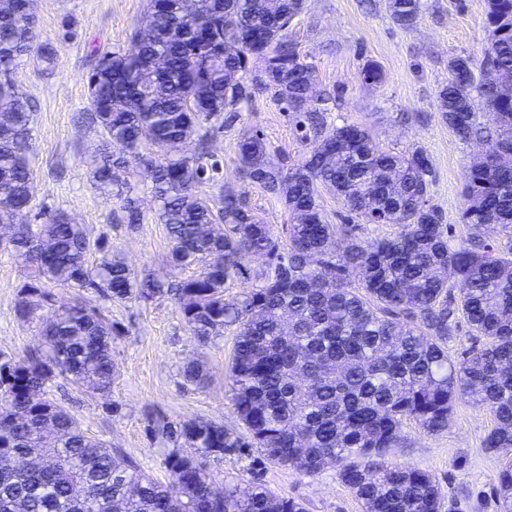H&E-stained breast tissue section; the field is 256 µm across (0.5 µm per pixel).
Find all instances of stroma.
<instances>
[{"label":"stroma","mask_w":512,"mask_h":512,"mask_svg":"<svg viewBox=\"0 0 512 512\" xmlns=\"http://www.w3.org/2000/svg\"><path fill=\"white\" fill-rule=\"evenodd\" d=\"M388 2L304 0L288 34L315 67L314 94H340L333 118L366 126L388 150L425 151L432 167L429 203L448 225L455 246L467 236L461 219L463 175L491 143L461 142L439 110L438 92L448 81L450 58L481 57L489 38L485 0H424V10L410 28L394 22ZM148 4L149 0H37L38 40L53 50L54 61L48 65L31 58L13 75L20 92L34 104L33 201L30 213L18 221L34 223L42 211L67 215L85 225L91 239H107L132 267L166 275L169 244L155 215L149 177L141 168L131 170L144 219L129 228L119 221L117 206L92 186L83 160L102 135L80 120L89 109L90 51L130 49L134 30L145 23ZM370 63L383 70V84L363 83L361 71ZM256 129L280 163L288 166L301 159L303 147L288 114L268 93L242 106L234 121L213 137L211 149L224 164L225 190L244 193L247 206L281 238L288 222L283 205L260 186L243 182L237 169L238 142ZM27 273L15 257L0 252V351L14 355L41 344V317L25 320L16 311L18 285ZM101 307L122 330L112 343L117 375L111 395L88 397L61 377L51 394L89 436L120 450L153 479L166 481L164 457L172 443L151 433L153 423L208 419L236 430L242 427L231 407L227 379L235 331L225 329L202 352L168 297L148 304L105 301ZM201 353L211 372L203 389L187 383L181 374L183 364ZM493 426L489 410L457 397L445 430L429 433L415 422H404V445L387 462L427 470L442 490L441 512H499L500 458L485 445ZM208 467L221 485L244 487L260 478L274 493L300 500L307 512H362L360 501L334 467L306 475L270 465L256 476L249 451L209 459Z\"/></svg>","instance_id":"stroma-1"}]
</instances>
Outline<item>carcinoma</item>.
Masks as SVG:
<instances>
[{
	"label": "carcinoma",
	"instance_id": "cac0c4a2",
	"mask_svg": "<svg viewBox=\"0 0 512 512\" xmlns=\"http://www.w3.org/2000/svg\"><path fill=\"white\" fill-rule=\"evenodd\" d=\"M422 6L390 0L389 10L411 27ZM150 9L128 51L91 54L89 119L102 144L84 164L132 229L142 220L139 198L117 171L135 164L147 172L168 264L193 274L173 283L137 271L61 213L37 214L40 223L16 225L0 244L29 269L19 315L49 312L39 350L0 357V512H304L258 481L214 495L206 460L244 448L257 449L261 467L314 475L328 463L339 466L363 512H441L442 491L427 471L385 459L403 447V421L428 433L447 428L459 395L495 416L486 447L501 459L500 512H512V0H485L489 46L479 61L450 59L438 93L439 111L460 140L495 138L464 174L462 219L470 233L454 247L427 199L424 151H386L366 127L329 120L338 96L311 97L314 65L288 38L303 0H151ZM34 10L35 0H0V225L29 211L33 198V106L9 74L35 52L53 62L37 45ZM255 53L266 55V66L251 75ZM361 75L371 86L385 79L373 63ZM264 92L292 118L302 159L281 167L253 130L240 139L236 160L245 181L288 211L283 245L242 196L224 191L223 165L208 145ZM192 140L198 147L187 155ZM205 185L218 189L221 207L197 194ZM322 189L350 217L395 224L397 234L363 240L357 224L328 223ZM491 224L508 238L499 249L483 236ZM253 255L268 259L258 284L224 299ZM161 296L174 301L201 346L235 327L232 406L246 430L206 419L157 425L180 443L164 458L165 482L88 437L49 392L58 377L90 397L112 392V341L121 331L92 299ZM460 316L482 343L455 362L448 339ZM182 376L202 388L210 372L194 358Z\"/></svg>",
	"mask_w": 512,
	"mask_h": 512
}]
</instances>
